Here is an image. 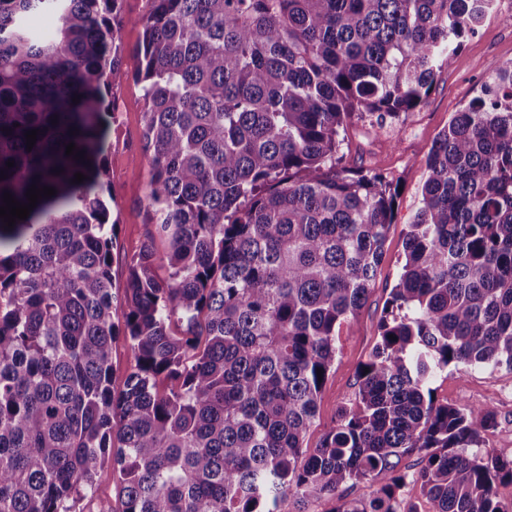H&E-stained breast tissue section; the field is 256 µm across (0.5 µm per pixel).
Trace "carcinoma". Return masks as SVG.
Instances as JSON below:
<instances>
[{"label":"carcinoma","instance_id":"cac0c4a2","mask_svg":"<svg viewBox=\"0 0 512 512\" xmlns=\"http://www.w3.org/2000/svg\"><path fill=\"white\" fill-rule=\"evenodd\" d=\"M149 2L135 80L153 231L119 295L105 153L123 0H0V206L56 190L0 218V512H71L109 462L121 508L100 512H303L322 495L403 512L408 481L433 512H512L496 494L512 459L484 448L496 412L431 388L450 365L512 370V60L435 139L379 342L302 447L398 197L377 168H336L340 129L420 105L496 0Z\"/></svg>","mask_w":512,"mask_h":512}]
</instances>
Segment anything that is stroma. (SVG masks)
I'll return each mask as SVG.
<instances>
[{
	"mask_svg": "<svg viewBox=\"0 0 512 512\" xmlns=\"http://www.w3.org/2000/svg\"><path fill=\"white\" fill-rule=\"evenodd\" d=\"M149 8V0H123V68L127 76L113 89L119 112L109 132L106 156L115 200L113 210L119 217L117 246L121 257L112 266V283L117 289L123 288L127 277L125 257L141 249L151 230L147 217L149 173L142 149L145 104L134 78L141 20ZM511 59L512 0H498L495 10L456 53L452 65L436 71L430 94L421 105L381 129L366 119L348 121L341 149L344 165L352 170L380 169L400 193L369 299L358 317L344 323L337 333L336 361L321 389L318 414L304 438V447L316 448L333 427L339 407L356 390L360 364L378 341L377 325L405 261V234L420 206L425 159L433 141L454 114L479 95L482 84L492 76L493 64ZM432 387L436 399L443 403L491 406L498 425L487 436L486 447L494 454L512 457L511 370L452 366L435 379Z\"/></svg>",
	"mask_w": 512,
	"mask_h": 512,
	"instance_id": "1",
	"label": "stroma"
}]
</instances>
